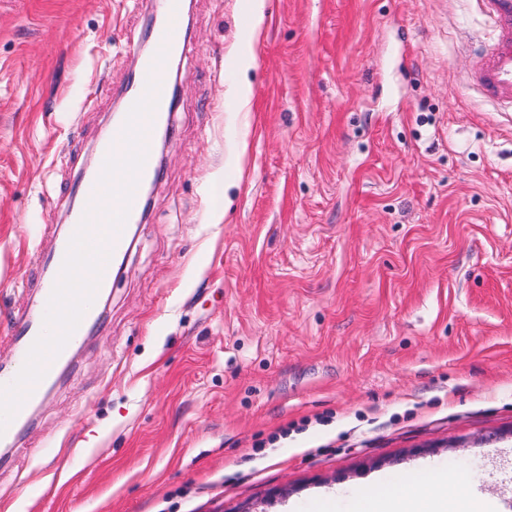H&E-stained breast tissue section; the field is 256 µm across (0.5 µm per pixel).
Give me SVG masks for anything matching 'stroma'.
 <instances>
[{
    "label": "stroma",
    "instance_id": "stroma-1",
    "mask_svg": "<svg viewBox=\"0 0 512 512\" xmlns=\"http://www.w3.org/2000/svg\"><path fill=\"white\" fill-rule=\"evenodd\" d=\"M149 24L0 0V319L43 288ZM185 25L163 175L0 512H350L447 472L512 512V112L463 83L487 17L266 0L256 30L249 0H188Z\"/></svg>",
    "mask_w": 512,
    "mask_h": 512
}]
</instances>
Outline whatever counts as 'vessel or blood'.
I'll list each match as a JSON object with an SVG mask.
<instances>
[{
    "label": "vessel or blood",
    "instance_id": "1",
    "mask_svg": "<svg viewBox=\"0 0 512 512\" xmlns=\"http://www.w3.org/2000/svg\"><path fill=\"white\" fill-rule=\"evenodd\" d=\"M151 2L160 13V20L152 29V49L149 55L141 59L131 81L123 91L125 104L130 107L144 96L148 80H155L158 84L157 105L152 115L143 122L146 158L138 174V180L142 183L157 179L159 175L155 157V133L158 127L169 123L173 103L168 66L174 57L183 52L186 41L182 0ZM478 3L481 10L492 20L497 35L479 54L475 67L468 75V81L479 87L487 97L496 100L502 108H512V0H478ZM122 131V125L116 124L106 132L98 146L99 160L103 161L109 155H120L125 152L126 146L121 139ZM101 173V168L97 167L78 180L77 197L80 204L70 214L71 229H78L91 201L99 197ZM142 211V196L134 194L125 226L110 236L112 257H119L125 252L129 241V227L140 221ZM51 294V288H43L39 301L30 309L27 316L13 324L12 329L17 334V345L9 368L0 372V386L8 385L16 378L31 346L42 334ZM56 369V363L48 364L46 379L40 380L32 388L23 407L18 409L4 432L0 433L1 446H9L16 440L28 408L45 400L47 378L54 375Z\"/></svg>",
    "mask_w": 512,
    "mask_h": 512
}]
</instances>
